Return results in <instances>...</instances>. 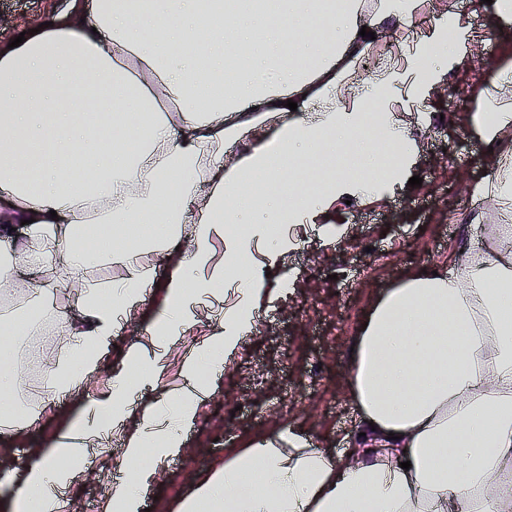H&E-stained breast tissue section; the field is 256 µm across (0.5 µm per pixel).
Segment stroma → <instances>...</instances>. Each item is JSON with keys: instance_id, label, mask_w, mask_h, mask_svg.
I'll list each match as a JSON object with an SVG mask.
<instances>
[{"instance_id": "35a3bbf8", "label": "stroma", "mask_w": 512, "mask_h": 512, "mask_svg": "<svg viewBox=\"0 0 512 512\" xmlns=\"http://www.w3.org/2000/svg\"><path fill=\"white\" fill-rule=\"evenodd\" d=\"M82 9L81 0H0V12L11 17L0 27V46L35 22L64 21ZM450 9L467 24L464 61L423 102L413 98L410 77H402L391 107L417 139L413 163L381 195L337 204L312 225L286 264L272 269V282L287 281V290L261 310L257 332L212 379L187 431L185 455L163 467L145 500L151 512H179L197 481L283 427L322 447H343L356 414L349 387L352 347L380 295L410 272L451 267L460 247L480 248L493 225L512 224V211L496 199L472 195L491 176L495 158L512 155V140L486 142L472 123L475 114L498 110L504 95L495 87L497 76L512 68V30L496 27L485 0H420L410 24L387 27L357 78L372 79L391 62L406 61L410 43ZM415 176L421 186H409ZM13 299L25 318L47 325L75 309L77 294L65 288L39 302L20 287ZM67 346L62 337H46L40 356L24 363L17 403L39 413L40 421L23 444L0 456V466L23 468L29 449L63 434L66 416L44 405L40 382L47 363ZM121 448L115 437L109 452L91 449V471L71 488L75 512H99Z\"/></svg>"}]
</instances>
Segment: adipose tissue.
Instances as JSON below:
<instances>
[{
	"label": "adipose tissue",
	"mask_w": 512,
	"mask_h": 512,
	"mask_svg": "<svg viewBox=\"0 0 512 512\" xmlns=\"http://www.w3.org/2000/svg\"><path fill=\"white\" fill-rule=\"evenodd\" d=\"M415 9L377 0L363 21L355 0H91L88 22L0 50V191L11 200L0 236L27 225L0 278L41 271L28 290L42 300L81 285L77 320L61 324L69 348L48 368L51 402H76L78 440L49 441L24 470L0 473L22 512H71L86 448L116 429L121 475L101 512H142L212 377L274 298L268 273L294 246L278 225L380 194L414 157L416 140L391 119L377 149L351 140L399 78L392 68L358 81L369 35ZM447 29L465 33L462 16L442 17L407 62L416 95L461 62ZM301 159L313 186L281 191ZM112 263L119 280L82 276ZM221 282L236 298L183 360L182 387L145 398L195 327V302ZM156 285L161 307L94 390L100 347ZM350 386L358 415L343 449L280 429L198 482L180 512H512V224L495 225L487 249L465 248L454 270L414 272L380 296Z\"/></svg>",
	"instance_id": "obj_1"
}]
</instances>
